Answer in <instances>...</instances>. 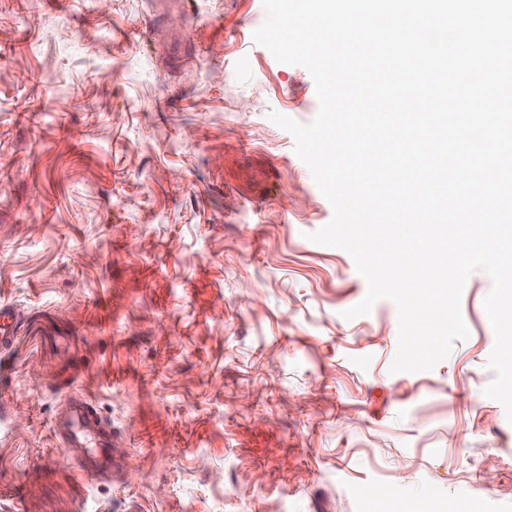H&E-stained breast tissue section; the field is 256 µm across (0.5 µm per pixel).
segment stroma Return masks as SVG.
Here are the masks:
<instances>
[{"label":"stroma","instance_id":"35a3bbf8","mask_svg":"<svg viewBox=\"0 0 512 512\" xmlns=\"http://www.w3.org/2000/svg\"><path fill=\"white\" fill-rule=\"evenodd\" d=\"M262 0H0V512H512V423L473 273L466 340L391 372L388 300L309 233L333 209L278 111L315 84ZM79 391L112 426L64 447Z\"/></svg>","mask_w":512,"mask_h":512}]
</instances>
